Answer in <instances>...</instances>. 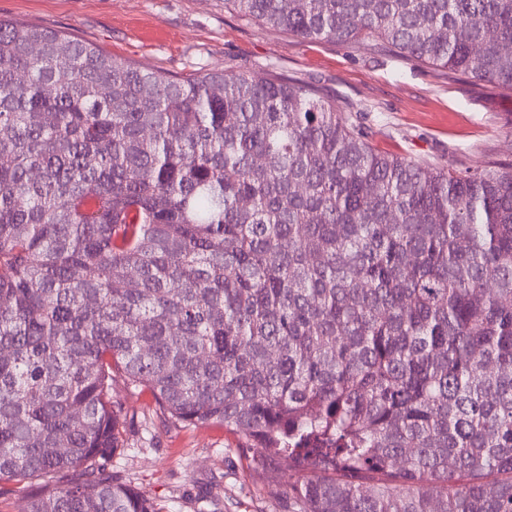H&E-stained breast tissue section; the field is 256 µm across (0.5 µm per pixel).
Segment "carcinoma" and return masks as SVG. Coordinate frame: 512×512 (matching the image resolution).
I'll return each mask as SVG.
<instances>
[{
	"label": "carcinoma",
	"instance_id": "obj_1",
	"mask_svg": "<svg viewBox=\"0 0 512 512\" xmlns=\"http://www.w3.org/2000/svg\"><path fill=\"white\" fill-rule=\"evenodd\" d=\"M512 92V0H225ZM288 512H512V162L383 154L315 89L0 19V484L117 482L115 371ZM72 469L77 477L53 484Z\"/></svg>",
	"mask_w": 512,
	"mask_h": 512
}]
</instances>
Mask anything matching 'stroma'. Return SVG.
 <instances>
[{"mask_svg": "<svg viewBox=\"0 0 512 512\" xmlns=\"http://www.w3.org/2000/svg\"><path fill=\"white\" fill-rule=\"evenodd\" d=\"M0 19L49 27L137 65L186 77L270 73L311 85L381 152L450 169L512 160V95L362 42H303L224 0H0ZM125 448L117 481L163 512H287L288 475L252 471L223 428L176 425L150 392L116 379Z\"/></svg>", "mask_w": 512, "mask_h": 512, "instance_id": "1", "label": "stroma"}]
</instances>
